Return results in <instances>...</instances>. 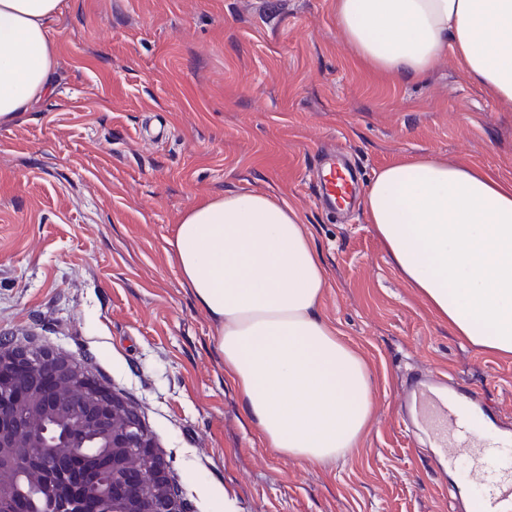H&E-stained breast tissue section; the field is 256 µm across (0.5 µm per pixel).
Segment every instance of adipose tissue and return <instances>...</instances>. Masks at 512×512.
I'll return each instance as SVG.
<instances>
[{"instance_id":"1","label":"adipose tissue","mask_w":512,"mask_h":512,"mask_svg":"<svg viewBox=\"0 0 512 512\" xmlns=\"http://www.w3.org/2000/svg\"><path fill=\"white\" fill-rule=\"evenodd\" d=\"M63 5L0 0V123L49 93V24ZM336 21L379 71L419 78L450 51L512 103V0H336ZM363 205L400 275L457 336L512 353V182L423 156L376 171ZM169 246L263 443L313 467L347 459L370 424L372 379L321 312L326 270L298 210L260 193L210 198Z\"/></svg>"}]
</instances>
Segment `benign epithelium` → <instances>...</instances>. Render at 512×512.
<instances>
[{"label":"benign epithelium","instance_id":"benign-epithelium-1","mask_svg":"<svg viewBox=\"0 0 512 512\" xmlns=\"http://www.w3.org/2000/svg\"><path fill=\"white\" fill-rule=\"evenodd\" d=\"M185 512L138 412L74 359L0 343V512Z\"/></svg>","mask_w":512,"mask_h":512}]
</instances>
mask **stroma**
Returning a JSON list of instances; mask_svg holds the SVG:
<instances>
[{
  "label": "stroma",
  "mask_w": 512,
  "mask_h": 512,
  "mask_svg": "<svg viewBox=\"0 0 512 512\" xmlns=\"http://www.w3.org/2000/svg\"><path fill=\"white\" fill-rule=\"evenodd\" d=\"M50 35L51 92L0 125V339L75 357L134 407L188 512H454L398 390L447 374L490 398L512 444V354L456 336L364 208L325 213L309 175L342 149L368 179L432 155L512 182V104L450 52L421 78L377 72L334 0H65ZM236 192L301 213L323 312L371 374L347 459L312 468L263 445L167 258L191 206Z\"/></svg>",
  "instance_id": "obj_1"
}]
</instances>
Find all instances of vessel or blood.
<instances>
[{
    "instance_id": "1",
    "label": "vessel or blood",
    "mask_w": 512,
    "mask_h": 512,
    "mask_svg": "<svg viewBox=\"0 0 512 512\" xmlns=\"http://www.w3.org/2000/svg\"><path fill=\"white\" fill-rule=\"evenodd\" d=\"M361 182V169L350 157L322 156L314 180L319 206L330 213L353 209ZM400 408L405 423L424 429L435 449L430 457L435 471L479 476V489L460 484L457 499L470 505L478 501L481 512H496L498 501L512 497V459L505 457L499 433L488 425L492 407L477 393L449 389L443 377L418 375L404 386Z\"/></svg>"
}]
</instances>
